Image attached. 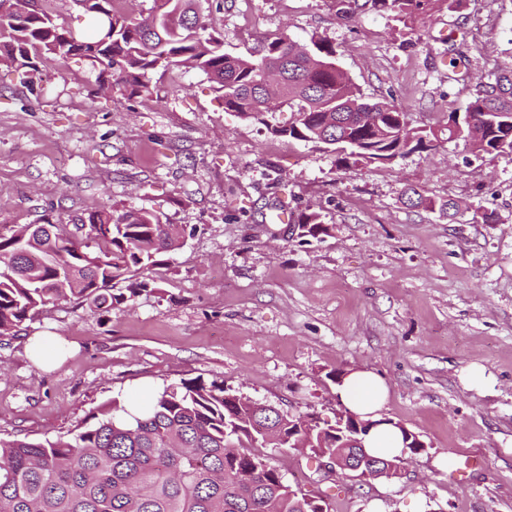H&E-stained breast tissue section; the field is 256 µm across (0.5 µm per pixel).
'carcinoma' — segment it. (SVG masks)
<instances>
[{"label":"carcinoma","instance_id":"carcinoma-1","mask_svg":"<svg viewBox=\"0 0 512 512\" xmlns=\"http://www.w3.org/2000/svg\"><path fill=\"white\" fill-rule=\"evenodd\" d=\"M23 2L29 8L0 11V66L23 79L38 72L45 55H79L102 66L100 86L116 76L128 97H148L154 72L183 66L216 85L226 112L278 136L346 146L338 160L346 168L391 163L424 145L400 126L393 104L363 98L323 40L302 47L283 35L252 59L224 52V41L207 31L200 0H155L146 16L116 12L115 0H74L89 15L88 34L58 22V0ZM368 2L406 20L436 0H342V15ZM272 96L296 108L292 125L267 123ZM448 140H462L478 155L512 152V65L479 84L463 114L449 113ZM405 196L409 206L446 218L459 209L415 188ZM298 229L303 237L326 232L313 212L301 215ZM186 233L146 209L0 229V337L50 304L76 301L102 320L127 297L153 292L146 274ZM120 281L126 292L117 294ZM345 441L341 429L310 413L290 416L222 384L183 380L141 413L114 400L97 424L53 440L0 437V512H310L314 496L288 492L260 449L349 456Z\"/></svg>","mask_w":512,"mask_h":512}]
</instances>
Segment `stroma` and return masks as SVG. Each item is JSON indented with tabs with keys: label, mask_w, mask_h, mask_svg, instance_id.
I'll return each mask as SVG.
<instances>
[{
	"label": "stroma",
	"mask_w": 512,
	"mask_h": 512,
	"mask_svg": "<svg viewBox=\"0 0 512 512\" xmlns=\"http://www.w3.org/2000/svg\"><path fill=\"white\" fill-rule=\"evenodd\" d=\"M337 0H202L225 52L255 56L279 35L322 39L367 98L405 112L426 147L390 164L339 168L333 149L276 136L225 111L198 70L157 73L151 98L100 93V66L48 57L39 81L0 69V225L61 222L109 206L190 227L151 276L156 290L98 319L47 306L0 341V433L52 438L112 401L198 379L291 413L335 420L357 369L389 388L385 419L426 449L400 479L326 476L294 451L267 455L328 512H512V152L479 157L448 138L478 83L512 63V0H438L403 23ZM463 54L466 74L448 67ZM416 187L454 219L404 204ZM495 213L474 222V209ZM326 228L302 237L301 214ZM34 336L63 341L36 363ZM477 465L458 483L452 472Z\"/></svg>",
	"instance_id": "35a3bbf8"
}]
</instances>
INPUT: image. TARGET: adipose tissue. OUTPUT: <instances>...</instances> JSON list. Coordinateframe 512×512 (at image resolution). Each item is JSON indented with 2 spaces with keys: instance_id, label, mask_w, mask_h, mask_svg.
<instances>
[{
  "instance_id": "adipose-tissue-1",
  "label": "adipose tissue",
  "mask_w": 512,
  "mask_h": 512,
  "mask_svg": "<svg viewBox=\"0 0 512 512\" xmlns=\"http://www.w3.org/2000/svg\"><path fill=\"white\" fill-rule=\"evenodd\" d=\"M337 394L355 414L373 420L374 426L364 445L376 454L396 455L402 450L399 430L382 420L380 411L387 396V387L377 374L367 370L351 371L339 385Z\"/></svg>"
}]
</instances>
